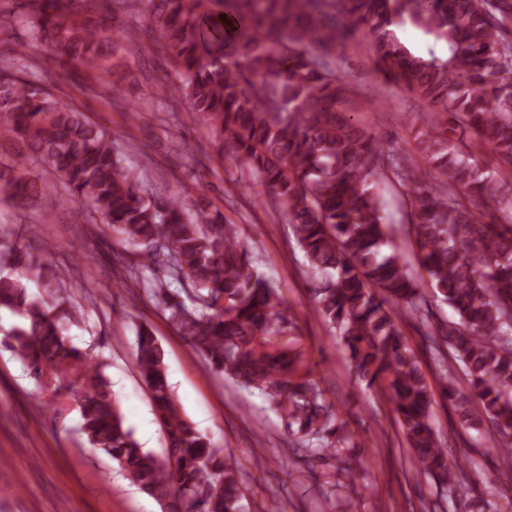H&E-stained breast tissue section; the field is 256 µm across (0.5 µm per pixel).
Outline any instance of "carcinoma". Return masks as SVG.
<instances>
[{
    "instance_id": "cac0c4a2",
    "label": "carcinoma",
    "mask_w": 512,
    "mask_h": 512,
    "mask_svg": "<svg viewBox=\"0 0 512 512\" xmlns=\"http://www.w3.org/2000/svg\"><path fill=\"white\" fill-rule=\"evenodd\" d=\"M177 81L164 88L200 118L221 152L283 210L308 268L319 275L316 308L348 353L358 379L381 393L411 459L457 489L458 463L437 442L433 393L397 323L425 315L427 292L459 316L428 337L469 377L456 399L460 423L488 424L492 447L512 471V0H149ZM130 0H22L33 44L0 59V194L26 202L52 196L83 220L84 203L135 250L125 287L161 297L168 320L214 371L262 394L288 433L317 451L354 446L292 341L278 342L290 310L255 271L235 225L203 191L185 217L180 199L157 201L126 165L112 131L39 83V45L63 66L94 69L82 91L122 65L104 19ZM409 21L445 44L439 59L411 53L394 27ZM371 44L383 75L427 102L431 127L414 137L425 165L385 150L350 117L353 89L315 51L356 36ZM492 151L498 166L480 162ZM53 175L39 182L28 162ZM402 188L418 264L416 277L393 240L381 186ZM164 268L168 279L157 270ZM40 280L49 300L29 298ZM18 323L0 336L42 387L63 390L80 411V432L122 477L166 512H245L234 459L178 409L165 352L146 330L136 364L168 459L139 447L125 428L99 364L70 342L79 306L68 276L16 246L0 245V311Z\"/></svg>"
}]
</instances>
